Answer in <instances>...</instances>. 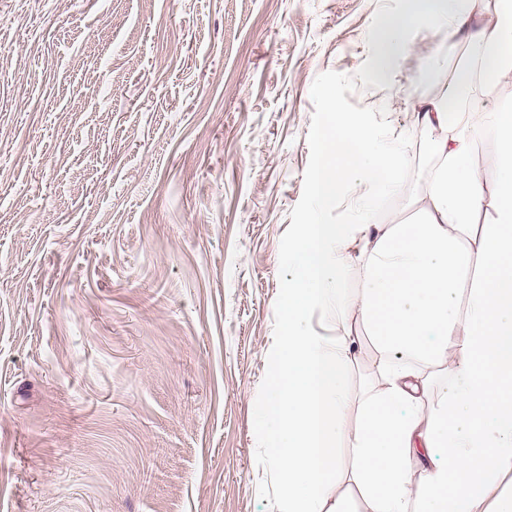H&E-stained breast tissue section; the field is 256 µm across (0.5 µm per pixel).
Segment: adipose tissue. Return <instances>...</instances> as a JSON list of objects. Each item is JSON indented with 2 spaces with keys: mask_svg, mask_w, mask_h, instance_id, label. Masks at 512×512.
Listing matches in <instances>:
<instances>
[{
  "mask_svg": "<svg viewBox=\"0 0 512 512\" xmlns=\"http://www.w3.org/2000/svg\"><path fill=\"white\" fill-rule=\"evenodd\" d=\"M414 2L378 30L377 67L400 53L403 28L443 18L465 38L469 59L445 100L467 109L451 112L436 100L414 109L423 150L437 161L427 217L417 224L370 221L376 197L401 190L397 147L356 117L343 118L321 144L314 208L291 256L298 274L282 304L286 333L258 417L277 472L278 512H350L339 492L350 483L370 512H484L492 492L498 512H512V107L490 109L482 99L487 78L512 77V0H497L490 13L482 0ZM479 136L498 146L493 213L480 225L473 216L484 176L469 161ZM348 190L363 225L323 223L326 207ZM357 240L365 256L358 270L349 256ZM316 311L335 321V337L311 329ZM356 318L378 351L379 379L350 370ZM441 373L447 381L439 386ZM353 401L360 423L352 431ZM345 442L355 450L351 469L337 455Z\"/></svg>",
  "mask_w": 512,
  "mask_h": 512,
  "instance_id": "ef3b65f1",
  "label": "adipose tissue"
}]
</instances>
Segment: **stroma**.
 Segmentation results:
<instances>
[{
    "label": "stroma",
    "instance_id": "35a3bbf8",
    "mask_svg": "<svg viewBox=\"0 0 512 512\" xmlns=\"http://www.w3.org/2000/svg\"><path fill=\"white\" fill-rule=\"evenodd\" d=\"M410 0H0V512H277L256 425L319 142L406 157L467 51Z\"/></svg>",
    "mask_w": 512,
    "mask_h": 512
}]
</instances>
